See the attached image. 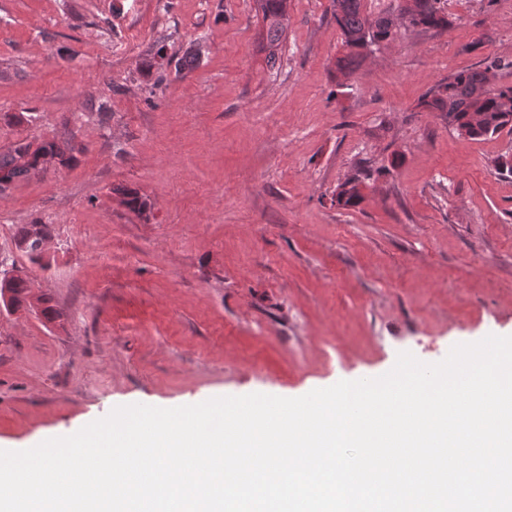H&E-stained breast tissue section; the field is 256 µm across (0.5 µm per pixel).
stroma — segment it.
I'll list each match as a JSON object with an SVG mask.
<instances>
[{
  "instance_id": "35a3bbf8",
  "label": "stroma",
  "mask_w": 512,
  "mask_h": 512,
  "mask_svg": "<svg viewBox=\"0 0 512 512\" xmlns=\"http://www.w3.org/2000/svg\"><path fill=\"white\" fill-rule=\"evenodd\" d=\"M289 3L270 68L254 0H0V150L87 145L0 194V253L65 315L0 313V448L121 405L298 397L512 336V174L495 166L512 130L469 140L415 108L512 60V0H448L447 31L399 32L341 88L331 0ZM193 47L201 64L176 72ZM363 161L364 201L338 208ZM37 219L46 268L13 245Z\"/></svg>"
}]
</instances>
